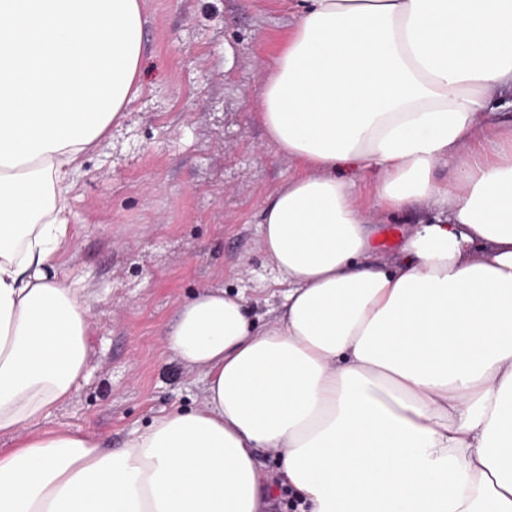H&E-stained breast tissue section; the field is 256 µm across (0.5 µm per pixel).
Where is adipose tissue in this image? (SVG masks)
Masks as SVG:
<instances>
[{
  "mask_svg": "<svg viewBox=\"0 0 512 512\" xmlns=\"http://www.w3.org/2000/svg\"><path fill=\"white\" fill-rule=\"evenodd\" d=\"M259 85L293 171L260 210L282 303L183 301L200 407L122 449L41 429L88 360L49 275L84 157L142 90L141 0H0V512H512V0H276ZM421 211L384 257L374 227ZM274 451L276 472L258 455Z\"/></svg>",
  "mask_w": 512,
  "mask_h": 512,
  "instance_id": "ef3b65f1",
  "label": "adipose tissue"
}]
</instances>
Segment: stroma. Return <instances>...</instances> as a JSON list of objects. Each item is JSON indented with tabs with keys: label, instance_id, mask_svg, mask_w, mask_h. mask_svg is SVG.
<instances>
[{
	"label": "stroma",
	"instance_id": "stroma-1",
	"mask_svg": "<svg viewBox=\"0 0 512 512\" xmlns=\"http://www.w3.org/2000/svg\"><path fill=\"white\" fill-rule=\"evenodd\" d=\"M144 90L87 154L57 276L92 319L84 379L45 423L122 448L131 433L204 398L161 342L194 292H240L262 322L281 305L259 212L293 170L264 144L261 69L292 25L269 0H142Z\"/></svg>",
	"mask_w": 512,
	"mask_h": 512
}]
</instances>
